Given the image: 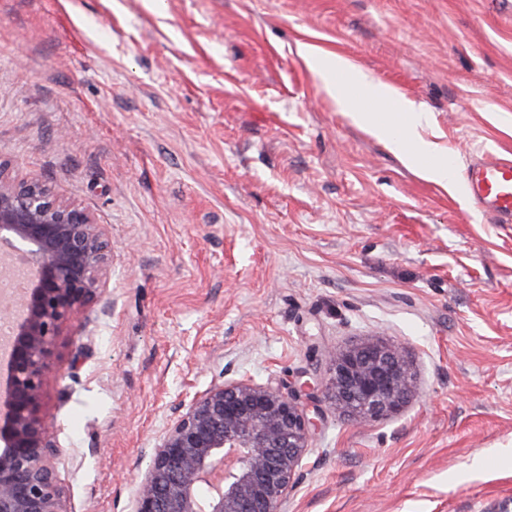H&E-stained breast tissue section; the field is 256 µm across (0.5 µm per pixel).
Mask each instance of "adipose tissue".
<instances>
[{"label": "adipose tissue", "mask_w": 512, "mask_h": 512, "mask_svg": "<svg viewBox=\"0 0 512 512\" xmlns=\"http://www.w3.org/2000/svg\"><path fill=\"white\" fill-rule=\"evenodd\" d=\"M308 54L328 92L335 95L353 122L368 128L376 138L398 151L426 180L442 186L453 181L454 172L447 156L421 134L429 121L427 112L410 101L400 111H391L392 89L361 73L338 54L313 47ZM340 74L346 76V86L337 84L336 77Z\"/></svg>", "instance_id": "obj_1"}]
</instances>
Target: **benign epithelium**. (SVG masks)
<instances>
[{"instance_id": "7a95c632", "label": "benign epithelium", "mask_w": 512, "mask_h": 512, "mask_svg": "<svg viewBox=\"0 0 512 512\" xmlns=\"http://www.w3.org/2000/svg\"><path fill=\"white\" fill-rule=\"evenodd\" d=\"M24 253L30 276L11 325L0 395V512H65L56 466L66 454L42 414L63 324L109 307L112 243L82 208L37 179L0 172V252ZM409 359L368 341L333 358L326 384L281 386L248 377L211 384L179 407L138 483L132 512H283L303 457L321 429L322 400L362 422L399 413L414 392Z\"/></svg>"}]
</instances>
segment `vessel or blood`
<instances>
[{
    "label": "vessel or blood",
    "instance_id": "obj_1",
    "mask_svg": "<svg viewBox=\"0 0 512 512\" xmlns=\"http://www.w3.org/2000/svg\"><path fill=\"white\" fill-rule=\"evenodd\" d=\"M461 190L491 220L512 223V159L479 153L467 165Z\"/></svg>",
    "mask_w": 512,
    "mask_h": 512
}]
</instances>
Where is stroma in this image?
Segmentation results:
<instances>
[{"instance_id":"1","label":"stroma","mask_w":512,"mask_h":512,"mask_svg":"<svg viewBox=\"0 0 512 512\" xmlns=\"http://www.w3.org/2000/svg\"><path fill=\"white\" fill-rule=\"evenodd\" d=\"M308 45L427 112L455 174L512 158V0H0V164L112 240L43 397L66 512H131L213 381H325L370 339L415 393L323 403L285 512H512V224L354 124Z\"/></svg>"}]
</instances>
